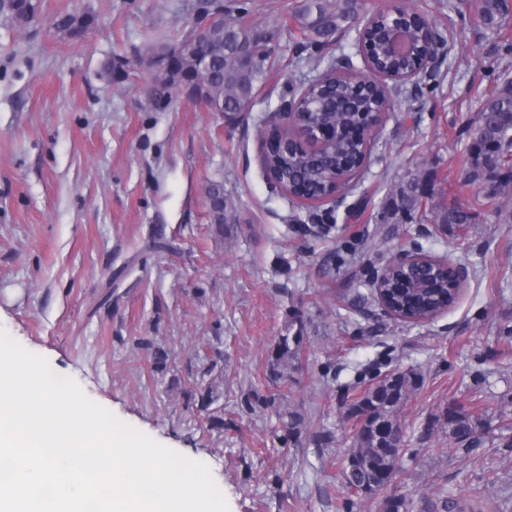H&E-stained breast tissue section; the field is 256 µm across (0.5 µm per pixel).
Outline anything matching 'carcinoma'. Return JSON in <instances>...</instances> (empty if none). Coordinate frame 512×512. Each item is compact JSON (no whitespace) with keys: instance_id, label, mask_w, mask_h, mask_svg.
Returning a JSON list of instances; mask_svg holds the SVG:
<instances>
[{"instance_id":"carcinoma-1","label":"carcinoma","mask_w":512,"mask_h":512,"mask_svg":"<svg viewBox=\"0 0 512 512\" xmlns=\"http://www.w3.org/2000/svg\"><path fill=\"white\" fill-rule=\"evenodd\" d=\"M511 13L509 0L479 3L482 23L491 29L499 28ZM343 18L344 13L330 8L323 0H313L302 13L300 32L310 45L330 42ZM426 25L428 21L423 18L421 23L409 28L410 51L391 55L383 49L381 22L372 20L363 28L361 38L368 63L396 77L413 72L427 51L423 38ZM285 27L286 22L278 17L261 24L250 21L235 6L226 10L224 25H215L208 31L206 43L213 61L204 74V82L214 100L224 105V111L237 112L251 105L257 91L270 77L273 55ZM389 95L385 87L362 92L356 80L346 76L320 83L312 81L304 89L307 113L301 118L302 126L320 124L348 131L364 123L369 113ZM475 128L481 131V139L469 146L464 183L480 189L498 179L501 183L493 191L475 196L468 206L451 200L442 213L445 224H470L480 210H499V188L512 185V160L504 161L500 168L487 169L494 153L504 147L512 149V83L505 84L482 103ZM369 153L365 142L354 141L345 134L320 150L275 148L266 156L265 170L279 179L285 196L319 202L328 190L333 173L352 182ZM418 181L419 177L414 176L400 189V208L406 212L416 211L422 205L423 196L416 189ZM382 290L393 310L422 322L435 318L457 298L452 275L439 265L393 269L387 274ZM303 342L302 336L279 337L272 351V382L288 380V370L298 360ZM418 384L416 373L398 371L369 388L352 405L350 413L362 417V421L353 436V448L347 456L349 464L343 466V480L348 489L372 495L393 478L404 447L391 442L388 430L396 426L397 410ZM441 428L448 432V438L458 450L467 453L479 441L485 425L482 418L460 407H450L443 413Z\"/></svg>"}]
</instances>
